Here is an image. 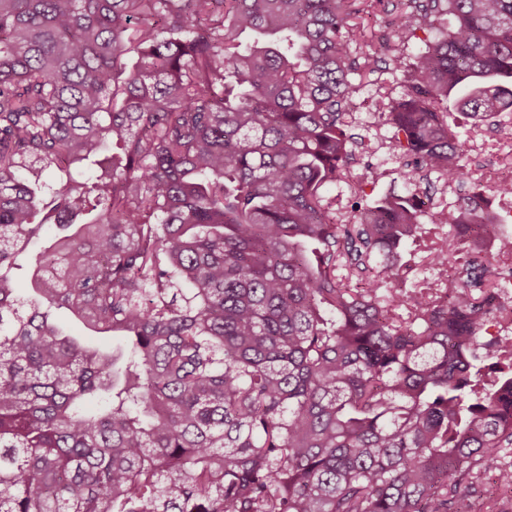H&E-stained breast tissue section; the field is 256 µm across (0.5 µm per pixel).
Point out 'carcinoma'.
Returning a JSON list of instances; mask_svg holds the SVG:
<instances>
[{
  "label": "carcinoma",
  "mask_w": 512,
  "mask_h": 512,
  "mask_svg": "<svg viewBox=\"0 0 512 512\" xmlns=\"http://www.w3.org/2000/svg\"><path fill=\"white\" fill-rule=\"evenodd\" d=\"M361 11L0 0V512H473L494 457L512 494V338L482 341L512 309L485 261L437 248L452 287L407 291L416 195L359 187L352 222L325 196L384 62L351 56ZM397 31L377 111L400 176L461 180L448 101L512 112V0H402ZM432 219L512 252L490 210Z\"/></svg>",
  "instance_id": "obj_1"
}]
</instances>
